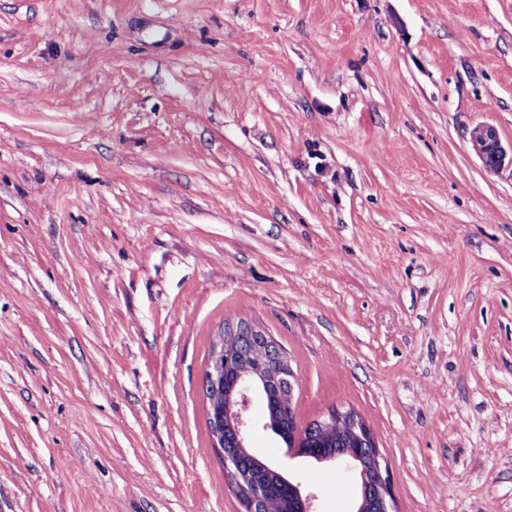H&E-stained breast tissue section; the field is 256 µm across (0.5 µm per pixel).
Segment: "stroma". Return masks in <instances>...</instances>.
Returning a JSON list of instances; mask_svg holds the SVG:
<instances>
[{"label":"stroma","mask_w":512,"mask_h":512,"mask_svg":"<svg viewBox=\"0 0 512 512\" xmlns=\"http://www.w3.org/2000/svg\"><path fill=\"white\" fill-rule=\"evenodd\" d=\"M479 124L512 140V0H0V512H244L202 390L239 319L302 421H367L394 512H512V170ZM469 141L489 171L499 172L505 167L512 170V141L505 146L493 126L488 124L474 126L469 132Z\"/></svg>","instance_id":"stroma-1"}]
</instances>
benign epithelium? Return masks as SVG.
<instances>
[{
  "label": "benign epithelium",
  "instance_id": "benign-epithelium-1",
  "mask_svg": "<svg viewBox=\"0 0 512 512\" xmlns=\"http://www.w3.org/2000/svg\"><path fill=\"white\" fill-rule=\"evenodd\" d=\"M469 141L484 166L498 172L505 167L512 169V142L502 143L497 130L488 124L474 126L469 132ZM237 335L236 326L232 325L221 335L212 350L204 386L212 394L211 403L224 398L219 416L224 424L235 429L240 448H246L248 440V421L246 413L252 395L276 389L280 399L293 396V370L280 350L256 349L238 363H232L226 353L227 345ZM319 423L327 427L343 426L352 434L372 445L370 454L372 467L358 470L360 483H370L375 488V497L380 512L389 510L392 498L391 486L386 469L382 467L377 448L369 425L354 411L334 409ZM211 447L220 456L224 464V475L235 495L244 504L246 512H255V506L264 500L265 484L258 481L249 472L240 470L235 456L224 452V435L219 425H214L210 432Z\"/></svg>",
  "mask_w": 512,
  "mask_h": 512
}]
</instances>
